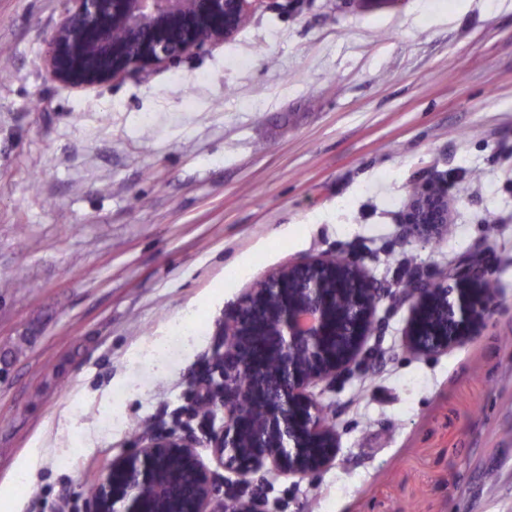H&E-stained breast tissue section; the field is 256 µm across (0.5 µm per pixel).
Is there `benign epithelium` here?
Instances as JSON below:
<instances>
[{
    "mask_svg": "<svg viewBox=\"0 0 512 512\" xmlns=\"http://www.w3.org/2000/svg\"><path fill=\"white\" fill-rule=\"evenodd\" d=\"M46 41L43 65L54 79L87 87L149 72L207 43L233 35L244 22L249 0H72ZM126 39L117 42L112 28ZM405 233L428 238L447 229L448 195L420 189L404 214ZM489 276L482 258L468 259L433 280L414 276L402 289L411 308L410 348L440 354L486 327L495 297L478 288ZM353 289L344 320L342 347L336 340V293ZM385 290L356 261L341 267L325 259L290 263L260 281L227 315L235 336L216 347L203 400L224 407V424L207 437L216 462L243 483L261 469L306 477L336 457V431L313 388L331 383L370 358L367 347ZM198 439L154 429L133 452L112 461L94 488L90 512H260V495L241 500L219 496L214 473L197 454ZM179 456L190 479L168 470Z\"/></svg>",
    "mask_w": 512,
    "mask_h": 512,
    "instance_id": "obj_1",
    "label": "benign epithelium"
}]
</instances>
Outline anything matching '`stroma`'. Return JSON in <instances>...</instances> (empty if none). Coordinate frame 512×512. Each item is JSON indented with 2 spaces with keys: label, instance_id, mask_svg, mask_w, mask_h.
<instances>
[{
  "label": "stroma",
  "instance_id": "obj_1",
  "mask_svg": "<svg viewBox=\"0 0 512 512\" xmlns=\"http://www.w3.org/2000/svg\"><path fill=\"white\" fill-rule=\"evenodd\" d=\"M65 7L0 0V484L41 451L16 512H85L148 427L222 426L190 410L227 312L315 257L389 295L321 396L335 459L252 474L262 512H512V0H251L232 38L90 87L43 67ZM430 182L448 228L402 239ZM480 250L487 326L413 353L406 282Z\"/></svg>",
  "mask_w": 512,
  "mask_h": 512
}]
</instances>
